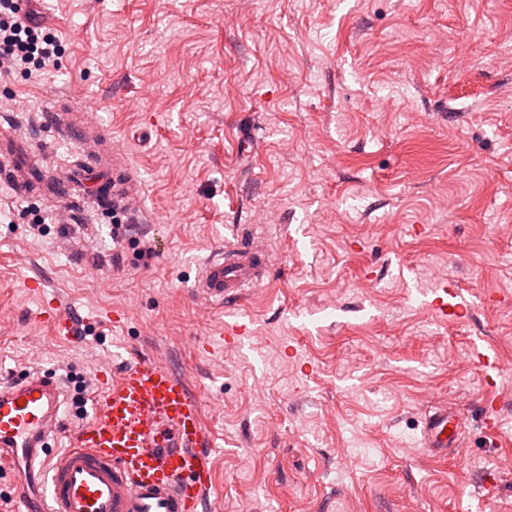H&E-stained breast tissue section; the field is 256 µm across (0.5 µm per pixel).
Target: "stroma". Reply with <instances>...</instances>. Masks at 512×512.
<instances>
[{"mask_svg":"<svg viewBox=\"0 0 512 512\" xmlns=\"http://www.w3.org/2000/svg\"><path fill=\"white\" fill-rule=\"evenodd\" d=\"M27 10L64 54L46 79L0 73L1 153L37 178L0 180V377L56 374L74 422L78 380L166 364L214 437V512H512V0ZM90 156L123 165L129 231L57 183ZM241 235L272 263L230 348L192 288ZM445 279L468 314L426 307ZM55 297L79 340L39 319ZM440 404L464 419L445 459L420 442Z\"/></svg>","mask_w":512,"mask_h":512,"instance_id":"1","label":"stroma"}]
</instances>
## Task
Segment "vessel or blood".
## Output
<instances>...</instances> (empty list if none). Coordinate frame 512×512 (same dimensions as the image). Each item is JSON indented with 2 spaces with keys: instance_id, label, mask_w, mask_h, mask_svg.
Listing matches in <instances>:
<instances>
[{
  "instance_id": "vessel-or-blood-1",
  "label": "vessel or blood",
  "mask_w": 512,
  "mask_h": 512,
  "mask_svg": "<svg viewBox=\"0 0 512 512\" xmlns=\"http://www.w3.org/2000/svg\"><path fill=\"white\" fill-rule=\"evenodd\" d=\"M271 265L255 241L225 245L200 270L194 293L210 303L240 302ZM459 290L443 283L429 303L441 317H456ZM49 319L59 335L76 337L78 324L61 302ZM93 414L78 423L63 415L60 383L34 372L0 380V471L16 475L26 512H203L214 481L202 405L185 378L167 365L142 358L113 375L97 374L90 386ZM457 411L426 417L424 447L444 453L460 439ZM65 440L62 452L48 444Z\"/></svg>"
}]
</instances>
